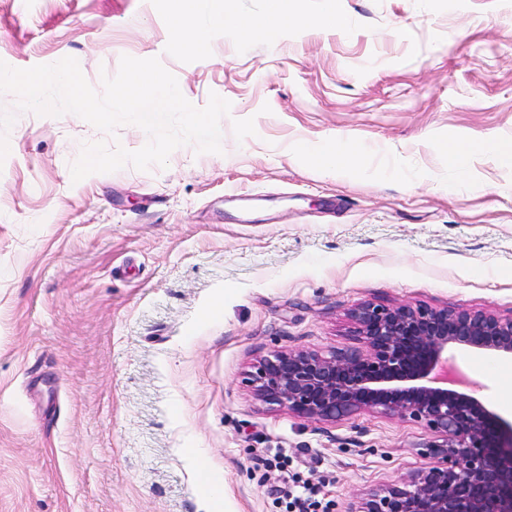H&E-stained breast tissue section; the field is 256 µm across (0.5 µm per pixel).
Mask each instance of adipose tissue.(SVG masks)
<instances>
[{
	"mask_svg": "<svg viewBox=\"0 0 512 512\" xmlns=\"http://www.w3.org/2000/svg\"><path fill=\"white\" fill-rule=\"evenodd\" d=\"M173 31L178 44L195 52H204L206 43L199 38L201 28L236 30L237 16L229 10L226 0H173ZM448 163L458 170H466L471 157L481 153L512 163V143L488 137L470 143H451L447 146Z\"/></svg>",
	"mask_w": 512,
	"mask_h": 512,
	"instance_id": "1",
	"label": "adipose tissue"
}]
</instances>
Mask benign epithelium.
Returning <instances> with one entry per match:
<instances>
[{
  "mask_svg": "<svg viewBox=\"0 0 512 512\" xmlns=\"http://www.w3.org/2000/svg\"><path fill=\"white\" fill-rule=\"evenodd\" d=\"M365 349L275 351L249 380L255 396L334 423L368 410L424 424L435 465L378 489L359 512H512V421L474 395L454 351L512 360V317L365 303L352 312Z\"/></svg>",
  "mask_w": 512,
  "mask_h": 512,
  "instance_id": "obj_1",
  "label": "benign epithelium"
}]
</instances>
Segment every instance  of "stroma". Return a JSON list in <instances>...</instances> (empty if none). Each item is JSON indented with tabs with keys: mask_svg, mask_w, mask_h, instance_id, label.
Masks as SVG:
<instances>
[{
	"mask_svg": "<svg viewBox=\"0 0 512 512\" xmlns=\"http://www.w3.org/2000/svg\"><path fill=\"white\" fill-rule=\"evenodd\" d=\"M343 29L172 39L171 0H0V60L75 58L95 90L122 56L159 58L183 96L231 104L222 151L73 182L84 144L129 151L75 114L18 113L0 164V512H325L432 466L423 424L323 423L255 400L276 350L360 341L373 302L512 316V166L446 143L512 141V0H342ZM358 143L328 175L311 156ZM512 415V360L456 354Z\"/></svg>",
	"mask_w": 512,
	"mask_h": 512,
	"instance_id": "obj_1",
	"label": "stroma"
}]
</instances>
